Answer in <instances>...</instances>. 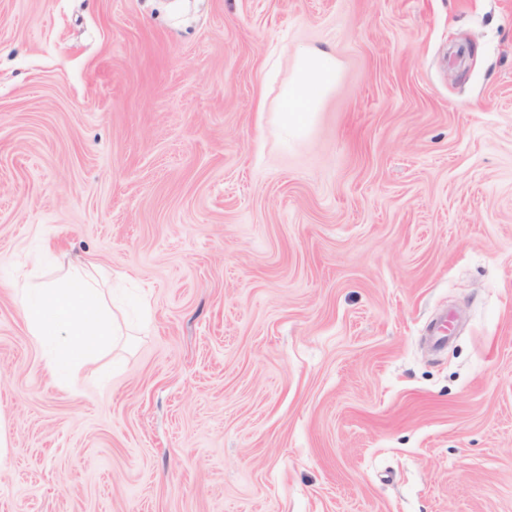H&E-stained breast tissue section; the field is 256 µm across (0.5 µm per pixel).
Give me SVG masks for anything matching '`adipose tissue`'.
Segmentation results:
<instances>
[{"label":"adipose tissue","instance_id":"ef3b65f1","mask_svg":"<svg viewBox=\"0 0 512 512\" xmlns=\"http://www.w3.org/2000/svg\"><path fill=\"white\" fill-rule=\"evenodd\" d=\"M338 71L339 64L330 51L304 48L298 52L280 104L278 129L283 140L304 133L335 84ZM46 264L45 251L29 253L14 278V298L29 335L47 349V372L64 380L99 358L115 335L112 291L103 272L61 259L56 262L61 277L44 280Z\"/></svg>","mask_w":512,"mask_h":512}]
</instances>
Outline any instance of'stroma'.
Returning a JSON list of instances; mask_svg holds the SVG:
<instances>
[{
    "mask_svg": "<svg viewBox=\"0 0 512 512\" xmlns=\"http://www.w3.org/2000/svg\"><path fill=\"white\" fill-rule=\"evenodd\" d=\"M37 247L120 290L64 383ZM0 429V512H512V0H0ZM336 56L321 48H303L296 55L295 68L285 84L280 104L279 134L284 141L301 136L318 105L336 82Z\"/></svg>",
    "mask_w": 512,
    "mask_h": 512,
    "instance_id": "stroma-1",
    "label": "stroma"
}]
</instances>
